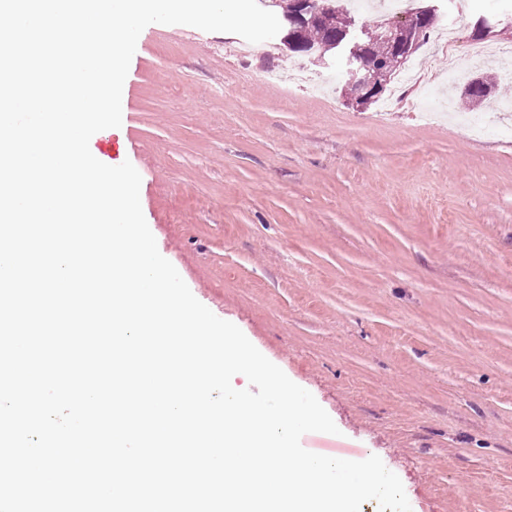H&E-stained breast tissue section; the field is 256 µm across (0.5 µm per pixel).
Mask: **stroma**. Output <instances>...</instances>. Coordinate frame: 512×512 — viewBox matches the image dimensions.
<instances>
[{
	"instance_id": "35a3bbf8",
	"label": "stroma",
	"mask_w": 512,
	"mask_h": 512,
	"mask_svg": "<svg viewBox=\"0 0 512 512\" xmlns=\"http://www.w3.org/2000/svg\"><path fill=\"white\" fill-rule=\"evenodd\" d=\"M459 43L421 47L364 109L346 67L284 44L148 25L122 134L161 255L339 429L301 445L379 456L412 512H512V0H463ZM495 15L493 32L475 27ZM487 75L479 105L448 85Z\"/></svg>"
}]
</instances>
